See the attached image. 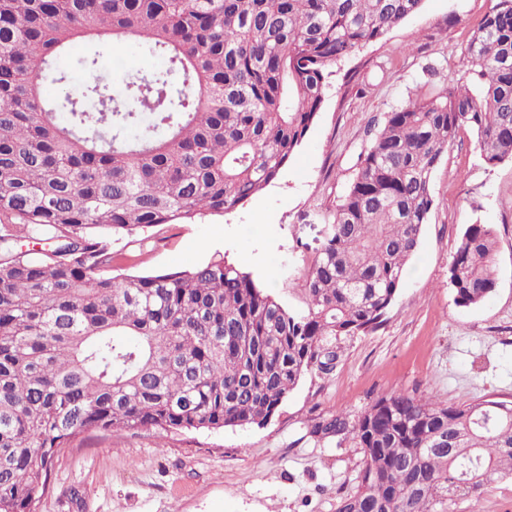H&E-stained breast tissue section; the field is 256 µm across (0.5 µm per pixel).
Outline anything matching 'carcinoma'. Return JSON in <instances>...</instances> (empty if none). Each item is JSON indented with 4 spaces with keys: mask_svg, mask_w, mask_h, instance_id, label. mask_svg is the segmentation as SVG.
I'll list each match as a JSON object with an SVG mask.
<instances>
[{
    "mask_svg": "<svg viewBox=\"0 0 512 512\" xmlns=\"http://www.w3.org/2000/svg\"><path fill=\"white\" fill-rule=\"evenodd\" d=\"M423 4L0 0V512H35L81 433L260 426L305 374L336 367L341 338L382 324L447 146L469 128L486 165L512 159V0L473 30L465 81L420 88L369 129L305 309L221 255L114 276L112 238L244 206L314 123L327 69ZM85 37L72 91L58 59ZM110 41L166 67L114 79ZM21 239L48 248L32 257ZM496 250L491 225H466L448 269L458 305L494 292ZM305 437L362 450L337 512H448L512 476V402L393 392L355 420L312 417Z\"/></svg>",
    "mask_w": 512,
    "mask_h": 512,
    "instance_id": "carcinoma-1",
    "label": "carcinoma"
}]
</instances>
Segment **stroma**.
Here are the masks:
<instances>
[{"mask_svg":"<svg viewBox=\"0 0 512 512\" xmlns=\"http://www.w3.org/2000/svg\"><path fill=\"white\" fill-rule=\"evenodd\" d=\"M499 0H425L420 11L329 68L316 121L278 178L242 208L112 241V273L188 269L222 254L283 306H305L304 274L323 215L357 173L367 129L425 86L464 80L474 27ZM132 44H108L109 74L163 67ZM419 250L377 329L341 340L333 372L305 375L263 426L78 435L51 468L36 512H336L359 482L353 441L314 444L317 414L357 418L391 392L444 404L512 401V161L487 166L462 130L432 174ZM497 237L492 295L456 304L448 268L467 224Z\"/></svg>","mask_w":512,"mask_h":512,"instance_id":"obj_1","label":"stroma"}]
</instances>
